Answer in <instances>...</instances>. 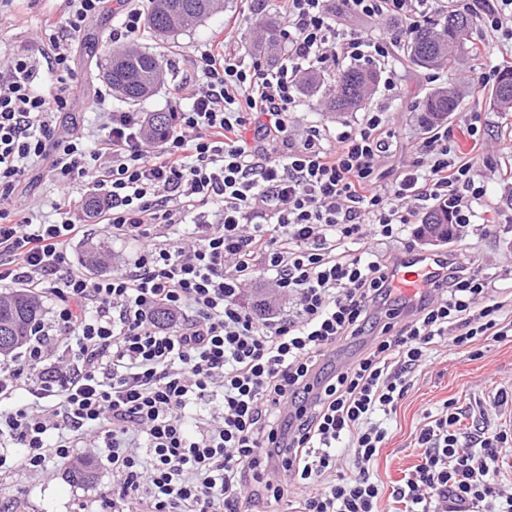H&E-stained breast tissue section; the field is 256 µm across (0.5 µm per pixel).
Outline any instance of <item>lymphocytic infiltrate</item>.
Here are the masks:
<instances>
[{
    "label": "lymphocytic infiltrate",
    "instance_id": "1",
    "mask_svg": "<svg viewBox=\"0 0 512 512\" xmlns=\"http://www.w3.org/2000/svg\"><path fill=\"white\" fill-rule=\"evenodd\" d=\"M277 3L281 63L202 50L158 142L137 112L103 113L90 149L64 119L80 92L71 42L106 0H65L35 53L0 60V284L54 302L20 363L0 368V470L41 476L51 459L105 448L112 512H380L378 416L396 413L433 351L473 359L512 341L498 274L452 253L409 302L394 285L397 256L377 250L428 201L447 206L452 234L470 230L487 194L479 114L428 131L390 177L382 162L399 133L387 112L337 132L290 119L304 67L339 57L383 65L394 90V48L448 0ZM461 5L512 41V0ZM350 18L370 26L349 29ZM38 169L65 189L91 185L101 230L140 242V254L114 255L99 277L74 266L69 246L86 225L65 207L46 223L38 203L16 202ZM263 274L287 311L258 317L243 304ZM160 309L170 323L156 322ZM355 340L353 360L331 362ZM424 418L423 460L391 492L404 512H512L501 478L512 429L462 430L448 402Z\"/></svg>",
    "mask_w": 512,
    "mask_h": 512
}]
</instances>
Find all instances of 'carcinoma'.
<instances>
[{
    "instance_id": "obj_1",
    "label": "carcinoma",
    "mask_w": 512,
    "mask_h": 512,
    "mask_svg": "<svg viewBox=\"0 0 512 512\" xmlns=\"http://www.w3.org/2000/svg\"><path fill=\"white\" fill-rule=\"evenodd\" d=\"M215 10L214 0H151L146 14L147 28L164 36L191 28ZM473 17L459 9H448L439 18L422 23L402 44V51L411 64L428 70L440 69L448 74L467 53L476 54L470 42ZM256 26L267 34L265 50H277L278 27L272 18L263 16ZM112 92L122 93L121 99L133 104L153 94L165 77L163 61L136 49L112 52ZM380 73L375 68L350 67L343 71L334 95L325 105L333 112L359 108L378 83ZM493 104L507 112L512 109V66L499 70L491 92ZM462 108V97L452 87L431 92L420 103L423 127L428 129ZM174 130L173 113L155 112L148 120V135L159 140ZM42 303L24 289L0 295V336L14 340L0 346V352L10 354L22 347L31 327L41 319Z\"/></svg>"
}]
</instances>
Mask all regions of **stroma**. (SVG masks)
Here are the masks:
<instances>
[{
    "instance_id": "35a3bbf8",
    "label": "stroma",
    "mask_w": 512,
    "mask_h": 512,
    "mask_svg": "<svg viewBox=\"0 0 512 512\" xmlns=\"http://www.w3.org/2000/svg\"><path fill=\"white\" fill-rule=\"evenodd\" d=\"M62 0H13L0 7V53L25 54L31 51L40 34L43 14L61 12ZM119 0H108L105 10L76 39L73 52L74 78L81 91L70 104V120L92 132L97 121L95 101L106 84L101 76L114 46L108 34L122 18ZM24 13L25 23L15 21L16 13ZM274 12V0H223L220 11L204 19L196 27L164 38L141 32L135 44L161 57L167 63L166 80L152 96L138 104L143 113L168 112L173 108L172 89L193 72L192 61L211 37L229 30L227 46L245 62H252L257 45L253 31L255 18ZM495 55L479 58L463 57L454 75L443 80L431 71L404 63H396L399 80L395 91L376 88L366 109L331 112L320 104L319 97L301 96L294 119L300 125H317L336 129L356 125L365 110L382 109L391 114L400 133L397 148L386 166L396 170L415 157V145L426 130L418 119V106L424 97L443 84L454 86L464 99L462 111L449 115L447 123L455 127L464 116L482 113L487 120L485 137L491 146L485 153L488 168L503 170L512 167V115L494 108L490 88L480 87L478 76L495 63ZM508 194L498 181H490L488 195L502 214L511 221L499 225L496 235L471 237L459 244L458 250L479 264H493L512 269V205L506 204ZM512 378V342L491 343L482 358L468 360L455 351L439 352L435 360L414 376V385L400 403L396 415L388 423L389 441L374 463V473L383 486H391L404 471L420 464L421 449L415 448L414 436L424 410H436L444 401H454L461 413L462 427L481 426L495 384ZM103 448H79L76 460L91 461L93 479L85 484L68 478L70 462L51 460L48 472L32 477L21 470L0 473V512H102V505L112 497V466Z\"/></svg>"
}]
</instances>
